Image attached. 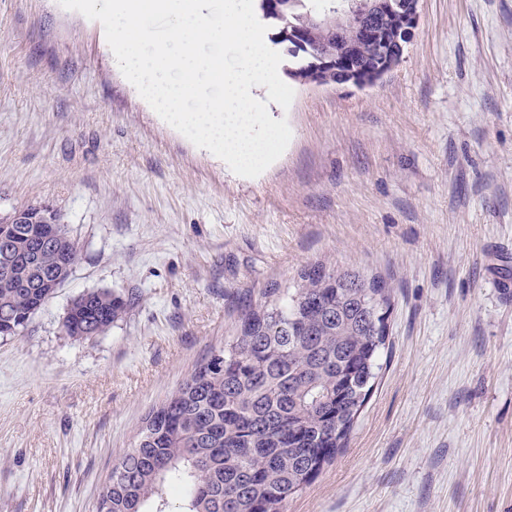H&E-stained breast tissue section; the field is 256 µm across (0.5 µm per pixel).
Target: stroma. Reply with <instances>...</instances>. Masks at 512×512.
<instances>
[{
  "label": "stroma",
  "instance_id": "stroma-1",
  "mask_svg": "<svg viewBox=\"0 0 512 512\" xmlns=\"http://www.w3.org/2000/svg\"><path fill=\"white\" fill-rule=\"evenodd\" d=\"M375 84L291 81L283 155L244 178L129 86L95 22L0 0V213L48 204L81 249L0 337V512H95L115 461L266 288L306 265L390 289L383 369L285 512H512V0H421ZM127 303L67 334L71 301ZM71 304L64 327L70 336L79 338L88 337L91 331L104 332L126 310L125 301L108 289L84 293Z\"/></svg>",
  "mask_w": 512,
  "mask_h": 512
}]
</instances>
